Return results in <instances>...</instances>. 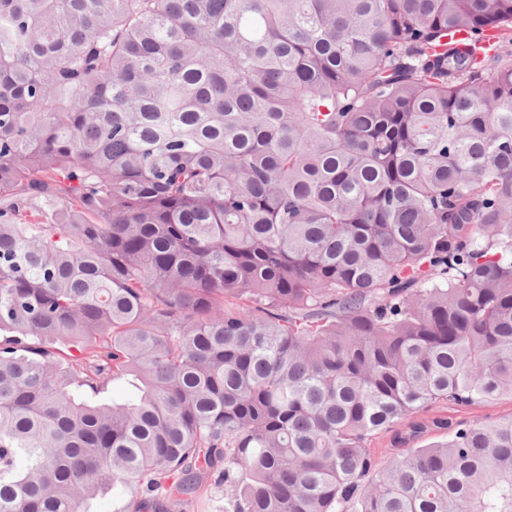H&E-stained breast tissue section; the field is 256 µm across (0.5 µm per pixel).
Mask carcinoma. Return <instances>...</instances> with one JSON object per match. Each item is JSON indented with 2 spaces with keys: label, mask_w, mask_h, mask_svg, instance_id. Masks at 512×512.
I'll use <instances>...</instances> for the list:
<instances>
[{
  "label": "carcinoma",
  "mask_w": 512,
  "mask_h": 512,
  "mask_svg": "<svg viewBox=\"0 0 512 512\" xmlns=\"http://www.w3.org/2000/svg\"><path fill=\"white\" fill-rule=\"evenodd\" d=\"M502 398L512 0H0V512H512L369 448ZM180 512H224V485L209 482L198 496L185 503Z\"/></svg>",
  "instance_id": "1"
}]
</instances>
